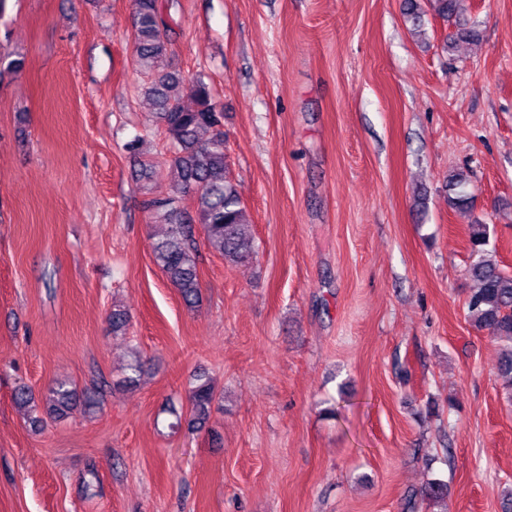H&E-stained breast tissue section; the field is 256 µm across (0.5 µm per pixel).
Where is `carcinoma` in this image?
<instances>
[{
    "label": "carcinoma",
    "mask_w": 512,
    "mask_h": 512,
    "mask_svg": "<svg viewBox=\"0 0 512 512\" xmlns=\"http://www.w3.org/2000/svg\"><path fill=\"white\" fill-rule=\"evenodd\" d=\"M462 0H427L434 15L456 21L458 30L444 43V50L455 52L460 42L474 43L480 33L469 24L460 10ZM133 30L134 63L146 77L144 94L152 101L155 114L167 138L168 164L171 167L169 191L155 195L144 189V209L154 222L166 226L165 236L153 245L155 264L164 272L182 300L195 304L200 294V276L196 257V225H201L210 249L231 265L245 264L257 254L255 235L246 217L236 185L227 171L225 153L224 111L214 101L213 89L196 74L186 76L178 70L159 69L158 62L172 52L171 26L163 15L159 0H135ZM403 16L411 23L413 33L421 32L424 10L421 0H403ZM190 96L195 107L182 104ZM469 174L454 170L448 174V204L461 211L470 207ZM489 226L475 222L469 229L468 277L474 288L465 301L467 318L476 326L487 328L503 342L497 364L498 374L512 388V274L503 271L493 258ZM14 403L43 416L30 418L35 428L44 418L60 421L70 417L78 407L90 411L98 404L96 393L80 397L70 382L59 380L36 404L27 386L15 390ZM224 400L214 382L200 376L189 391L188 420L176 416L170 427L182 423L198 429L209 419L215 403ZM428 512H446V483L433 480L421 494Z\"/></svg>",
    "instance_id": "1"
}]
</instances>
